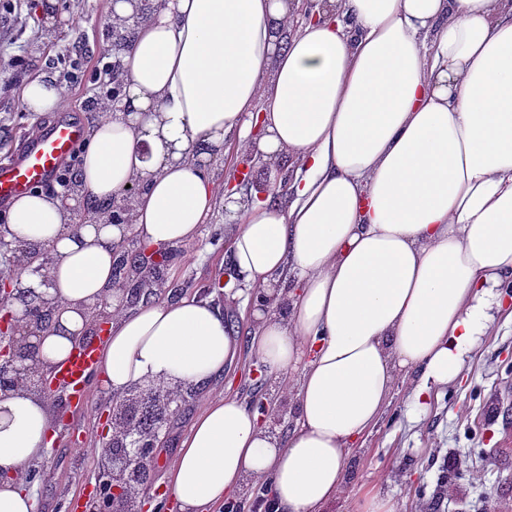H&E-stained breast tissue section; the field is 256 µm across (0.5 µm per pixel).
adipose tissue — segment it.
I'll return each instance as SVG.
<instances>
[{"label":"adipose tissue","instance_id":"adipose-tissue-1","mask_svg":"<svg viewBox=\"0 0 512 512\" xmlns=\"http://www.w3.org/2000/svg\"><path fill=\"white\" fill-rule=\"evenodd\" d=\"M167 0L136 18L123 57L124 107L91 128L72 197L12 199L0 233L49 248L22 290L51 326L17 321L42 369L111 314L96 375L112 395L154 382L209 388L239 345L211 298L126 308L117 245L192 241L215 207L201 154L277 172L287 193L227 207L235 226L226 289L257 291L250 348L263 373L300 371L288 437L239 396L213 397L179 442L168 492L209 512L251 481L278 512H323L345 485L346 454L378 421L401 372L425 412L508 307L512 284V0ZM139 184L133 221L102 211ZM86 213L75 224V211ZM57 413L22 381L0 391V512H35L27 475L48 457Z\"/></svg>","mask_w":512,"mask_h":512}]
</instances>
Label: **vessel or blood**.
<instances>
[{
  "instance_id": "1",
  "label": "vessel or blood",
  "mask_w": 512,
  "mask_h": 512,
  "mask_svg": "<svg viewBox=\"0 0 512 512\" xmlns=\"http://www.w3.org/2000/svg\"><path fill=\"white\" fill-rule=\"evenodd\" d=\"M83 124L61 121L47 134H33L21 153L0 162V204L36 188L45 187L84 138ZM98 358V342L89 339L59 368L56 382L66 388L72 403L87 394V382Z\"/></svg>"
}]
</instances>
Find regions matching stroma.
<instances>
[{
    "label": "stroma",
    "instance_id": "35a3bbf8",
    "mask_svg": "<svg viewBox=\"0 0 512 512\" xmlns=\"http://www.w3.org/2000/svg\"><path fill=\"white\" fill-rule=\"evenodd\" d=\"M108 4L53 0L46 14L40 0H18L13 13L0 15V80L10 85L0 93V160L14 155L31 131L48 128L60 115L81 119L88 127L98 121V112L85 107L96 92L85 75L69 87L63 113L27 111L21 90L32 74L16 72L12 61L18 55L43 53L53 77H62L72 69L73 45H84L95 54L107 49ZM231 224L223 203H216L195 240L174 248L165 281L152 288L159 298L210 290L234 336L241 338L254 292L218 288L229 271L230 241L212 239L216 229ZM230 376L241 398L276 405L279 417L273 426L278 436H287L297 417L298 375L282 381L261 376L254 358L246 355ZM408 396V383L399 384L376 427L349 449L348 490L325 512H357L360 501L374 494L386 498L392 512H512V319L499 318L468 361L460 383L440 390L420 421L407 415ZM206 402V393L199 392L180 404L163 432L159 459L140 488L144 497L167 499L169 461ZM111 412V397L94 384L85 402L66 412L48 459L31 474L36 512H65L67 502L85 501L84 489L95 483L100 466L94 450L112 432Z\"/></svg>",
    "mask_w": 512,
    "mask_h": 512
}]
</instances>
